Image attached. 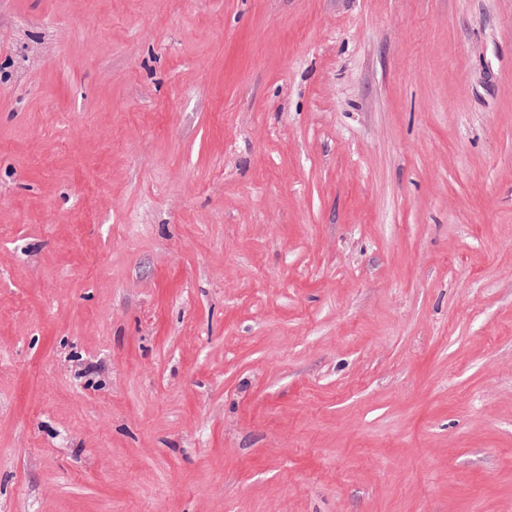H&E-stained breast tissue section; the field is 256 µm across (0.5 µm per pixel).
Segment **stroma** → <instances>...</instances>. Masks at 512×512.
Listing matches in <instances>:
<instances>
[{
  "label": "stroma",
  "instance_id": "35a3bbf8",
  "mask_svg": "<svg viewBox=\"0 0 512 512\" xmlns=\"http://www.w3.org/2000/svg\"><path fill=\"white\" fill-rule=\"evenodd\" d=\"M0 512H512V0H0Z\"/></svg>",
  "mask_w": 512,
  "mask_h": 512
}]
</instances>
